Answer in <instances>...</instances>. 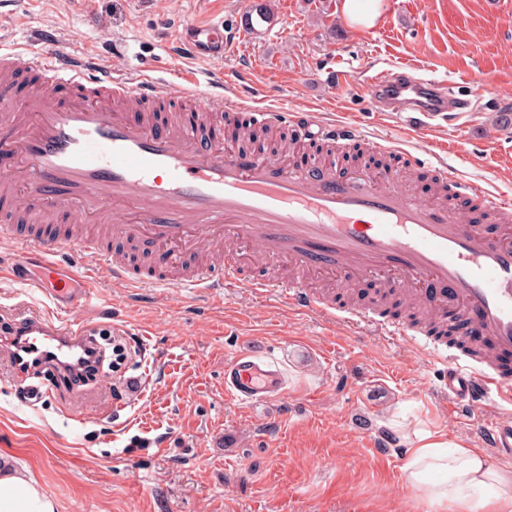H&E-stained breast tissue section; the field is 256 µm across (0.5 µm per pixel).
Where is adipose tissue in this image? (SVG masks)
Listing matches in <instances>:
<instances>
[{
	"instance_id": "ef3b65f1",
	"label": "adipose tissue",
	"mask_w": 512,
	"mask_h": 512,
	"mask_svg": "<svg viewBox=\"0 0 512 512\" xmlns=\"http://www.w3.org/2000/svg\"><path fill=\"white\" fill-rule=\"evenodd\" d=\"M407 486L446 512H512V471L498 468L468 444L426 428L405 432ZM0 512H58L28 467L0 455Z\"/></svg>"
}]
</instances>
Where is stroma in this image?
I'll use <instances>...</instances> for the list:
<instances>
[{"label": "stroma", "mask_w": 512, "mask_h": 512, "mask_svg": "<svg viewBox=\"0 0 512 512\" xmlns=\"http://www.w3.org/2000/svg\"><path fill=\"white\" fill-rule=\"evenodd\" d=\"M0 0V48L26 47L52 28L64 49L112 47L125 72L157 69L169 97L183 94L176 61L161 51L176 30L204 18L236 23L237 52L204 62L233 92L272 109L311 110L358 124L365 135L448 165L450 174L512 196V0H384L373 27L351 26L343 0ZM415 64L433 72L468 112L419 120L372 112L367 71ZM351 78L327 98L328 67ZM52 304L0 278V453L26 465L59 512H442L405 484L403 428L438 430L477 444L486 406L449 416L424 352L283 307L241 289L98 287L68 312L95 321L124 349L118 369L29 398L10 376L8 338ZM248 349L288 367V394L249 407L224 394V364ZM395 447L378 450L377 437Z\"/></svg>", "instance_id": "obj_1"}]
</instances>
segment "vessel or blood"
<instances>
[{
  "mask_svg": "<svg viewBox=\"0 0 512 512\" xmlns=\"http://www.w3.org/2000/svg\"><path fill=\"white\" fill-rule=\"evenodd\" d=\"M37 50L0 52V236L17 237L20 249L6 278L48 295L58 312L88 303L97 284L170 288H244L278 297L280 303L367 326L424 349L442 371L453 406L492 403L506 414L484 419L478 435L496 457L512 461V200L493 195L449 173L447 166L414 157L435 177L439 203L426 205L406 194L387 168L307 169L286 155H246L232 137L203 138L207 113L194 91L223 83L222 75L193 69L176 72L186 87L181 117L156 124L166 98L149 69L112 71L96 51H65L50 30ZM179 54L219 61L235 42L220 21L194 22L173 37ZM371 111H385L400 95L411 111L434 119L448 109L446 88L401 72L364 79ZM209 111L226 113L232 129L286 127L297 144L354 142L394 154L395 141L367 139L354 124L320 120L314 112L270 111L239 96L210 98ZM132 208L134 221L113 225L112 210ZM89 229L107 225L123 236L158 244L157 272H135L91 239L64 231L70 214ZM253 244L243 263L197 267L173 278L164 268L191 251L225 239ZM78 251L82 271L59 260L61 249ZM287 263L315 277H357L390 288L423 280L431 292L414 293L436 330L386 318L380 304L339 308L298 283L275 277H245L243 266ZM459 303V322L475 320L488 351L472 352L446 336L444 318ZM98 344L84 324L44 317L22 319L10 338L14 378L50 370H78L87 349ZM288 391V373L275 358L237 354L224 366V392L239 404L273 400Z\"/></svg>",
  "mask_w": 512,
  "mask_h": 512,
  "instance_id": "b4317fda",
  "label": "vessel or blood"
}]
</instances>
